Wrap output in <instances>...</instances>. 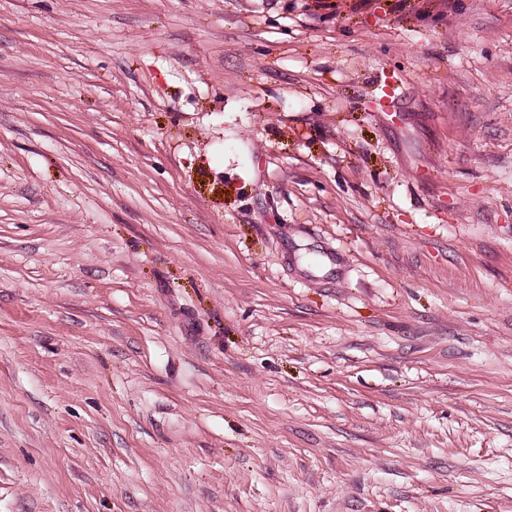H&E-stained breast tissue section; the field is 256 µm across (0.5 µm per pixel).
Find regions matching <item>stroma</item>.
<instances>
[{
    "label": "stroma",
    "instance_id": "1",
    "mask_svg": "<svg viewBox=\"0 0 512 512\" xmlns=\"http://www.w3.org/2000/svg\"><path fill=\"white\" fill-rule=\"evenodd\" d=\"M0 512H512V0H0Z\"/></svg>",
    "mask_w": 512,
    "mask_h": 512
}]
</instances>
